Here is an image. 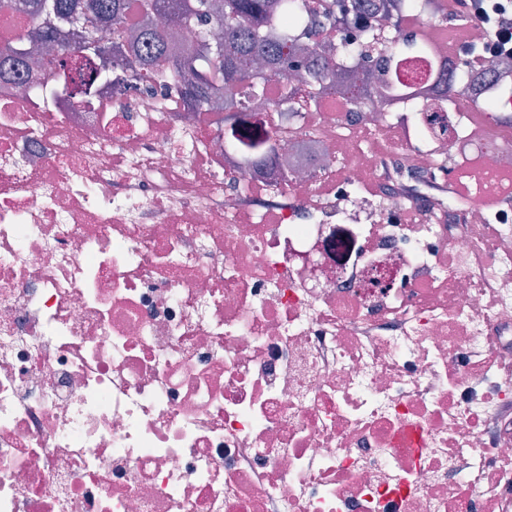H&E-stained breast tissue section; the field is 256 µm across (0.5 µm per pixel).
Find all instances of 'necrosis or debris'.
<instances>
[{"label": "necrosis or debris", "mask_w": 512, "mask_h": 512, "mask_svg": "<svg viewBox=\"0 0 512 512\" xmlns=\"http://www.w3.org/2000/svg\"><path fill=\"white\" fill-rule=\"evenodd\" d=\"M461 58L370 110L0 80V512H512V210L439 191L512 171V58Z\"/></svg>", "instance_id": "1"}]
</instances>
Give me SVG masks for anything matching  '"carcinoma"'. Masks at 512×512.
Masks as SVG:
<instances>
[{
    "label": "carcinoma",
    "mask_w": 512,
    "mask_h": 512,
    "mask_svg": "<svg viewBox=\"0 0 512 512\" xmlns=\"http://www.w3.org/2000/svg\"><path fill=\"white\" fill-rule=\"evenodd\" d=\"M297 0H0V15L29 20L28 29L0 40V76L15 68H31L35 57L52 65L48 77L70 94L86 98L105 78L95 66L112 53V75L147 87L160 85L189 97L202 110L217 93L238 101L242 109L271 107L262 81L281 86V101L302 92L315 100L348 82L337 43L319 38L326 28L359 27L380 45L378 54H436L432 42L405 39L390 46L378 35L376 22L391 17L397 23L419 26L443 16V0H425L427 14L413 16L408 0H321L304 7L309 20L306 40L295 36L301 25ZM164 17L191 30L194 42L176 49L167 29L151 18ZM112 29V45L102 44V32ZM368 86L362 105L375 108L389 99L390 85L377 65L367 69Z\"/></svg>",
    "instance_id": "obj_1"
}]
</instances>
